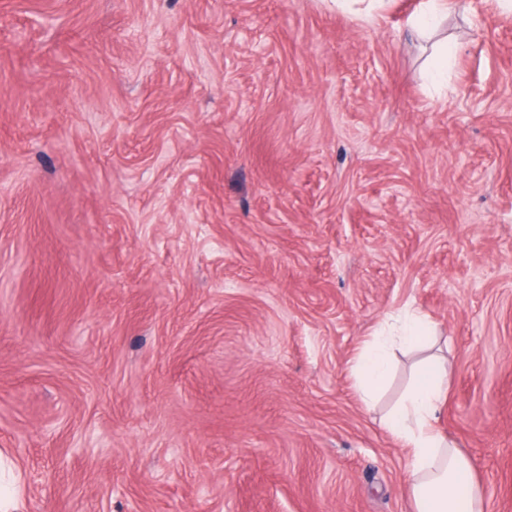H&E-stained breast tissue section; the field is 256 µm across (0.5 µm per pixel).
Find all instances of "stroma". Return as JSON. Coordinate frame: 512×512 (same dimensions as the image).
Listing matches in <instances>:
<instances>
[{
  "mask_svg": "<svg viewBox=\"0 0 512 512\" xmlns=\"http://www.w3.org/2000/svg\"><path fill=\"white\" fill-rule=\"evenodd\" d=\"M0 0V452L18 512H415L352 369L409 307L512 512V12ZM447 11V0H423L408 18V28L420 38L429 37L428 29L431 22L441 18Z\"/></svg>",
  "mask_w": 512,
  "mask_h": 512,
  "instance_id": "stroma-1",
  "label": "stroma"
}]
</instances>
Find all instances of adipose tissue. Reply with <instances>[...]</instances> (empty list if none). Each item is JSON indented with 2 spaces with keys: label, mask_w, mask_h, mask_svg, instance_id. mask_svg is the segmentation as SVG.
<instances>
[{
  "label": "adipose tissue",
  "mask_w": 512,
  "mask_h": 512,
  "mask_svg": "<svg viewBox=\"0 0 512 512\" xmlns=\"http://www.w3.org/2000/svg\"><path fill=\"white\" fill-rule=\"evenodd\" d=\"M389 337L366 343L354 362L365 403H373L391 374L386 353ZM448 395V363L424 362L403 400L389 413L387 428L409 448L406 484L416 512H485L482 494L470 479L472 467L437 427L438 412Z\"/></svg>",
  "instance_id": "adipose-tissue-1"
}]
</instances>
